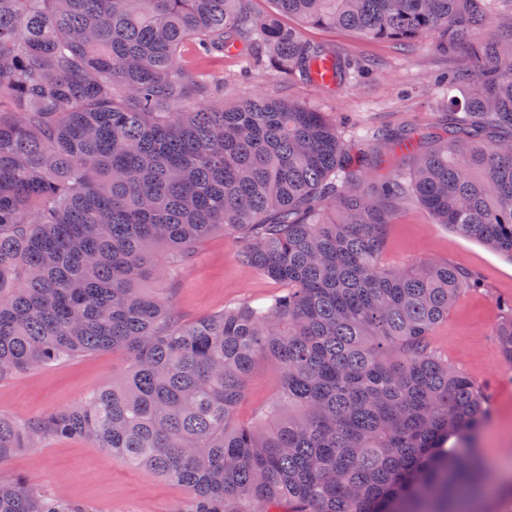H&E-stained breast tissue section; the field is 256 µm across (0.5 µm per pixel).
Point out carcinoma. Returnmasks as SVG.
Segmentation results:
<instances>
[{
	"instance_id": "1",
	"label": "carcinoma",
	"mask_w": 512,
	"mask_h": 512,
	"mask_svg": "<svg viewBox=\"0 0 512 512\" xmlns=\"http://www.w3.org/2000/svg\"><path fill=\"white\" fill-rule=\"evenodd\" d=\"M0 0V380L96 352L127 372L23 425L0 461L82 439L188 491L173 512H447L478 475L484 389L431 336L481 277L450 263L385 268V230L414 203L512 260V26L500 0ZM409 41L436 32L474 73L448 80L446 126L376 133L355 153L302 103L224 105L182 53H233L282 79L340 58L282 24ZM389 165L369 191L364 179ZM281 284L269 303L185 321L145 285L216 232ZM494 335L512 369V303ZM261 357L275 407L237 409ZM0 512H93L18 477Z\"/></svg>"
}]
</instances>
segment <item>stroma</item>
<instances>
[{
	"mask_svg": "<svg viewBox=\"0 0 512 512\" xmlns=\"http://www.w3.org/2000/svg\"><path fill=\"white\" fill-rule=\"evenodd\" d=\"M303 37L325 50L352 58L368 77L323 88L303 80L284 81L265 69L242 75L233 57L209 62L204 71L224 83V101L254 96L301 100L332 122L359 134L358 151L372 147L367 135L378 129L409 128L428 134L448 100L437 76L469 70L465 51L450 53L437 36L399 43L359 37L342 29L302 28ZM382 266L407 267L418 262L450 263L481 272L485 289L461 295L447 319L435 329L432 344L473 381L487 385L494 414L482 430L477 453L486 465L482 485L469 502L471 512H512V372L504 365L494 330L502 315L500 300L512 298V261L436 223L421 207L405 206L387 230ZM278 287L242 264L231 234L202 242L193 259L158 292L186 320L244 302L263 303ZM126 370L122 356L106 351L70 362L34 368L0 381V414L24 423L78 403L88 393L111 385ZM280 370L270 359L257 362L238 407L249 424L272 409ZM29 478L55 496L89 505L93 512H173L186 490L151 471L121 466L102 449L79 439H53L26 448L0 462V479Z\"/></svg>",
	"mask_w": 512,
	"mask_h": 512,
	"instance_id": "stroma-1",
	"label": "stroma"
}]
</instances>
